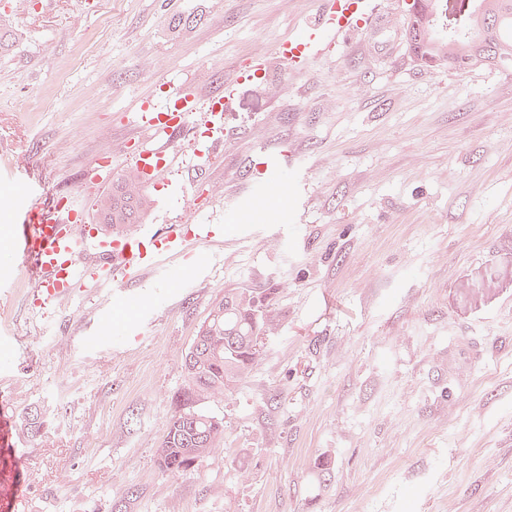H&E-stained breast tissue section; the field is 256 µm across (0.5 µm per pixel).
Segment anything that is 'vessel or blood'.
<instances>
[{"instance_id":"obj_1","label":"vessel or blood","mask_w":512,"mask_h":512,"mask_svg":"<svg viewBox=\"0 0 512 512\" xmlns=\"http://www.w3.org/2000/svg\"><path fill=\"white\" fill-rule=\"evenodd\" d=\"M375 13L372 0H323L322 9L301 33L276 43L275 56L288 73L302 72L330 52L339 39L353 33L376 32L380 22ZM228 107V100L222 99L206 112H199L193 92L186 88L176 95L174 111L145 105L139 122L144 129L159 128L173 135L187 117L193 116L207 136H220ZM182 149V144L173 139L161 146H145L137 151L134 164L140 172L153 176L169 152ZM287 158L284 150L264 154L262 175L253 181L248 209L261 214L269 196L288 197L292 184ZM10 217L13 239L9 248L23 258L36 283L37 295L52 300L62 296L75 279H110L122 289V307L136 312L147 306L148 300L134 291L135 276L155 269L163 258L188 256L197 247L224 237V228L218 224H173L158 235L87 233L72 227L69 210L57 202L30 208L14 204Z\"/></svg>"}]
</instances>
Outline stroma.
Segmentation results:
<instances>
[{
	"label": "stroma",
	"mask_w": 512,
	"mask_h": 512,
	"mask_svg": "<svg viewBox=\"0 0 512 512\" xmlns=\"http://www.w3.org/2000/svg\"><path fill=\"white\" fill-rule=\"evenodd\" d=\"M383 27L307 70L274 62L321 0H0V197L40 175L97 227L88 179L132 168L142 101L191 87L200 109L235 69L233 133L212 161L178 154L147 184L136 232L224 227L198 267L165 259L121 309L112 281L37 304L0 265V444L19 457L15 512H512V69H427ZM287 147L293 197L247 221L251 164ZM192 183L191 199L168 183ZM271 293L280 325L224 401V446L172 477L155 450L184 357L226 291ZM137 336L96 342L104 316ZM41 428L24 429L27 408ZM331 459L326 479L315 464Z\"/></svg>",
	"instance_id": "35a3bbf8"
}]
</instances>
